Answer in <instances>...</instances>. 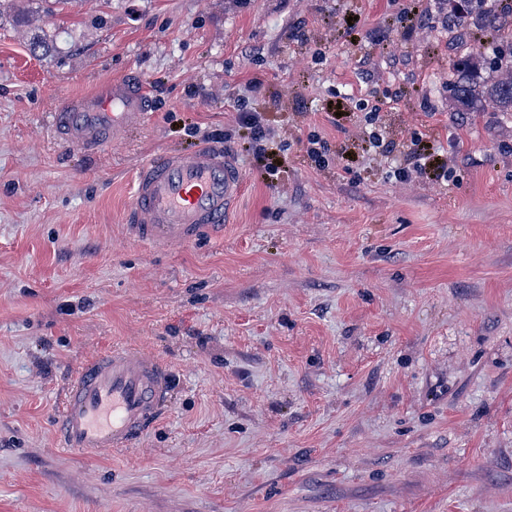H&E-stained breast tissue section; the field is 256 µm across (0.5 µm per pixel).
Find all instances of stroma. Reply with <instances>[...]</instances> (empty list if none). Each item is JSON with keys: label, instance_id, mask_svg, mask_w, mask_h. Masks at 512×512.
Wrapping results in <instances>:
<instances>
[{"label": "stroma", "instance_id": "obj_1", "mask_svg": "<svg viewBox=\"0 0 512 512\" xmlns=\"http://www.w3.org/2000/svg\"><path fill=\"white\" fill-rule=\"evenodd\" d=\"M404 3L80 0L42 23L15 0L0 16V512H512V112L449 111L439 0L408 38L345 31ZM132 73L147 124L94 158L56 140L65 98ZM365 92L389 139L447 151V180L397 181L403 155L364 143L338 158L364 119L334 126L330 103ZM246 96L277 176L238 145ZM216 130L244 183L223 240H129L138 162ZM115 347L172 366L162 420L131 448L55 447L65 387Z\"/></svg>", "mask_w": 512, "mask_h": 512}]
</instances>
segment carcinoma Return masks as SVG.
I'll return each instance as SVG.
<instances>
[{"mask_svg": "<svg viewBox=\"0 0 512 512\" xmlns=\"http://www.w3.org/2000/svg\"><path fill=\"white\" fill-rule=\"evenodd\" d=\"M512 6L494 0H448V35L460 36L474 27L489 34L505 32V18ZM488 102L498 112H512V48L496 46L487 54L466 53L448 74V111L465 112L469 106Z\"/></svg>", "mask_w": 512, "mask_h": 512, "instance_id": "obj_1", "label": "carcinoma"}]
</instances>
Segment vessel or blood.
<instances>
[{
  "label": "vessel or blood",
  "instance_id": "vessel-or-blood-1",
  "mask_svg": "<svg viewBox=\"0 0 512 512\" xmlns=\"http://www.w3.org/2000/svg\"><path fill=\"white\" fill-rule=\"evenodd\" d=\"M149 92L138 78L110 81L92 96L67 101L52 125L68 145L93 155L117 133L149 119ZM243 192L232 157L198 148L169 151L143 162L134 177L126 229L152 248L224 235V216ZM174 372L157 357L127 348L100 353L72 378L57 410L59 447L81 453L130 448L162 417Z\"/></svg>",
  "mask_w": 512,
  "mask_h": 512
}]
</instances>
